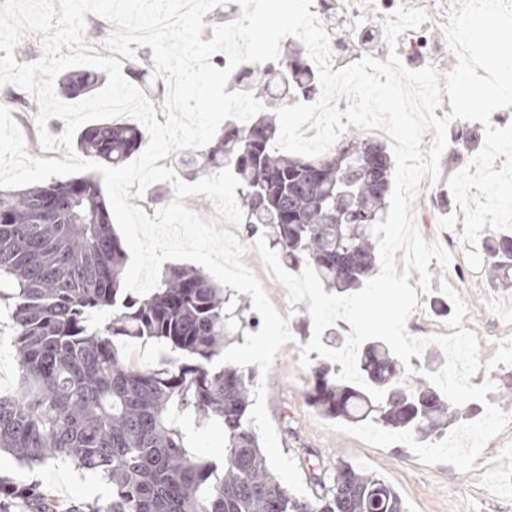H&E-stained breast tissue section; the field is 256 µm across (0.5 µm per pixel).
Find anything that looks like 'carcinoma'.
<instances>
[{"mask_svg": "<svg viewBox=\"0 0 512 512\" xmlns=\"http://www.w3.org/2000/svg\"><path fill=\"white\" fill-rule=\"evenodd\" d=\"M94 71L68 73L61 90L95 87ZM263 113L246 125L224 123L214 144L181 160L189 172L230 167L241 183L244 223L269 228V247L288 267L312 266L339 293L359 288L374 270V226L382 220L391 184L386 148L351 131L318 157L274 150L279 126L270 113L321 92L318 71L300 50L236 75ZM145 131L127 121H101L78 136L93 161L118 166L140 148ZM126 252L112 231L102 188L92 175L22 190H0V279L12 292L11 343L20 382L0 396V449L30 468L67 460L112 485L105 506L83 512H405L394 488L340 461L330 480L311 477L318 490L297 495L282 486L264 456L248 412L258 372L215 364L224 338L245 328V307L202 271L168 268L143 297L122 288ZM486 272L512 281V234L487 237ZM98 314L103 321L89 324ZM153 340L183 358L175 368L128 361L125 340ZM403 362L380 340L357 358L365 389L336 378L325 363L312 368L308 403L332 418L371 421L380 428L437 437L477 404L452 405L413 361ZM219 420L224 462L188 444L180 418ZM36 512H71L31 484Z\"/></svg>", "mask_w": 512, "mask_h": 512, "instance_id": "obj_1", "label": "carcinoma"}]
</instances>
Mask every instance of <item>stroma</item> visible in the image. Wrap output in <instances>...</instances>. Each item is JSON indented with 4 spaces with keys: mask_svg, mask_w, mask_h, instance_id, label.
I'll use <instances>...</instances> for the list:
<instances>
[{
    "mask_svg": "<svg viewBox=\"0 0 512 512\" xmlns=\"http://www.w3.org/2000/svg\"><path fill=\"white\" fill-rule=\"evenodd\" d=\"M435 2V10L429 11L421 27L399 36L397 52L408 69L431 66L444 74L452 70L455 55L446 42L438 13L448 0ZM320 3L324 20L335 37L331 49L343 68L386 48L384 29L373 18L375 11L392 13L402 6L418 8L422 0H357L361 17L350 27L344 26L339 18L341 0ZM34 104V98L24 89L13 84L0 85V105L10 109L25 137L28 153L43 159H64L66 149L44 151ZM456 126L469 133L468 144L449 143L440 159V181L422 180L413 202L418 232L426 241H440L451 251L452 260L445 268L430 262L431 290L419 294L418 307L406 328L415 337L447 334L448 316L436 312L433 302L441 296V281H448L467 307L463 328L478 336L481 367L471 383L478 386L493 381L496 389L487 393V401L501 404L503 411L512 413V403L499 401L500 392L512 384V352L506 347L507 340L512 339V286L496 282L485 271L473 270L468 264L461 242L464 213L446 185L447 179L481 150L484 127L471 120L457 121ZM244 261L260 279L280 315L290 318L293 340L282 347L268 373L267 408L281 450L295 459L302 479H310L320 470L332 471L337 462L344 461L389 483L402 499L406 512H512V424L487 443L474 469L467 472L448 464H423L402 444L374 447L333 430V418L307 401L313 384L310 366L319 363L318 353H310L309 366L298 363L301 345L313 334L307 307L290 311L286 289L271 276L257 251H248ZM11 334V313L0 305V395L14 393L19 386V366L10 343ZM0 478L20 487L39 484L50 498L65 504L104 505L112 498V486L107 481L90 482L87 474L61 461L29 469L4 453L0 455Z\"/></svg>",
    "mask_w": 512,
    "mask_h": 512,
    "instance_id": "stroma-1",
    "label": "stroma"
}]
</instances>
